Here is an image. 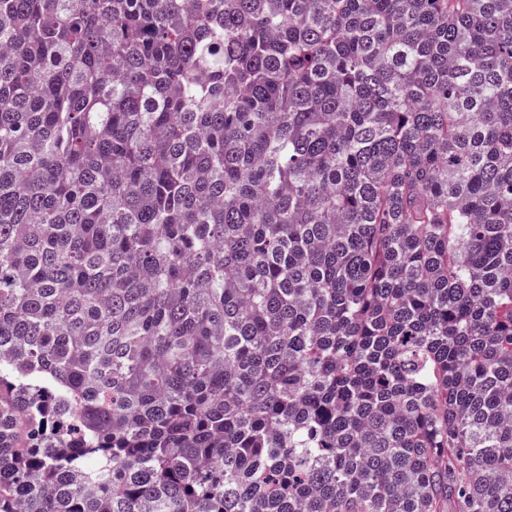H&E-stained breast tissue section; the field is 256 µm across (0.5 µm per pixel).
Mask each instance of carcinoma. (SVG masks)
I'll return each mask as SVG.
<instances>
[{"instance_id": "1", "label": "carcinoma", "mask_w": 512, "mask_h": 512, "mask_svg": "<svg viewBox=\"0 0 512 512\" xmlns=\"http://www.w3.org/2000/svg\"><path fill=\"white\" fill-rule=\"evenodd\" d=\"M0 512H512V0H0Z\"/></svg>"}]
</instances>
